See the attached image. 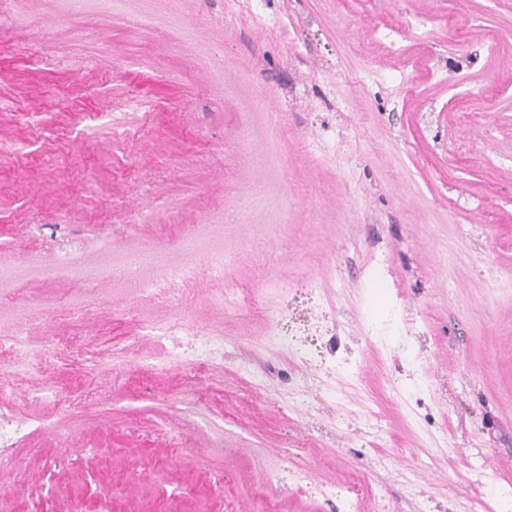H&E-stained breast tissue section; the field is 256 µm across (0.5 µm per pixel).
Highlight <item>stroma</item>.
I'll use <instances>...</instances> for the list:
<instances>
[{
    "mask_svg": "<svg viewBox=\"0 0 512 512\" xmlns=\"http://www.w3.org/2000/svg\"><path fill=\"white\" fill-rule=\"evenodd\" d=\"M490 37L512 47V0H116L108 23L0 0V336L30 333L0 359V409L24 417L40 379L63 397L0 470L7 512H472L512 493V71ZM65 252L140 263L54 277ZM176 264L191 302L145 299ZM306 284L335 299L346 373L310 415L287 408L305 366L269 339ZM178 321L224 338L196 394L179 364H138L165 356L141 335Z\"/></svg>",
    "mask_w": 512,
    "mask_h": 512,
    "instance_id": "35a3bbf8",
    "label": "stroma"
}]
</instances>
